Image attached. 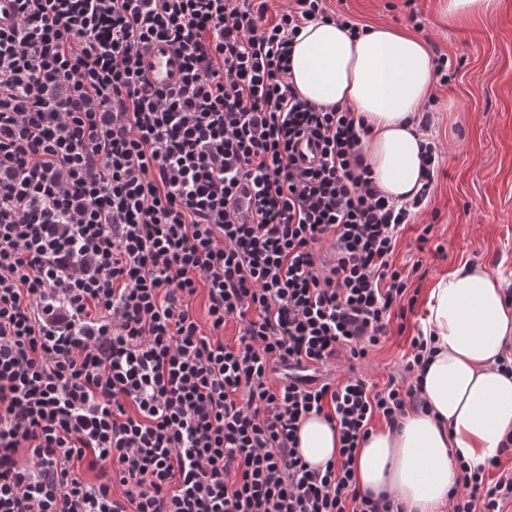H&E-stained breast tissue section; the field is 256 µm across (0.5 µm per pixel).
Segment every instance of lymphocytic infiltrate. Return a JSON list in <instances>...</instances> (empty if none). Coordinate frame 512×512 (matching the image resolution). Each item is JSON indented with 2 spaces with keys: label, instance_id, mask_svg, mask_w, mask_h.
Masks as SVG:
<instances>
[{
  "label": "lymphocytic infiltrate",
  "instance_id": "f902f5d3",
  "mask_svg": "<svg viewBox=\"0 0 512 512\" xmlns=\"http://www.w3.org/2000/svg\"><path fill=\"white\" fill-rule=\"evenodd\" d=\"M12 0L0 26V512H406L358 488L375 419L424 408L431 350L384 387L364 358L415 313L397 266L441 152L398 203L350 106L303 99L291 51L327 0ZM176 46L153 88L143 52ZM319 149L304 162L297 147ZM205 294V319L194 311ZM239 325L224 340L228 321ZM324 416L339 457L303 459ZM512 436L459 463L448 512L512 504ZM121 493H114V486ZM181 57L175 47L165 42L153 43L144 54V72L152 86L168 90L178 84Z\"/></svg>",
  "mask_w": 512,
  "mask_h": 512
}]
</instances>
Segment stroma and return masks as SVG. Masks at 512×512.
Returning a JSON list of instances; mask_svg holds the SVG:
<instances>
[{
    "instance_id": "obj_1",
    "label": "stroma",
    "mask_w": 512,
    "mask_h": 512,
    "mask_svg": "<svg viewBox=\"0 0 512 512\" xmlns=\"http://www.w3.org/2000/svg\"><path fill=\"white\" fill-rule=\"evenodd\" d=\"M333 11L371 27L385 26L430 41L457 74L432 86L430 135L440 142V170L429 204L436 211V246L417 252L407 228L397 264L421 260L430 289L467 264L483 266L512 289V0H493L486 14L448 17V0H330ZM418 12L422 30L408 20ZM405 337L392 335L369 352L359 370L384 384L398 374Z\"/></svg>"
}]
</instances>
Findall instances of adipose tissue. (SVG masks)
Returning <instances> with one entry per match:
<instances>
[{
	"label": "adipose tissue",
	"instance_id": "obj_1",
	"mask_svg": "<svg viewBox=\"0 0 512 512\" xmlns=\"http://www.w3.org/2000/svg\"><path fill=\"white\" fill-rule=\"evenodd\" d=\"M431 70L419 40L380 27L352 37L333 23L308 25L291 58L303 98L347 104L365 117L372 127L366 161L378 187L399 200L419 188L413 116L429 95ZM422 329L435 345L422 378L428 410L409 413L397 430L370 434L357 452L356 481L403 502L407 512H446L456 461L483 463L512 432V375L497 368L512 339V306L484 267L464 265L430 289ZM298 437L310 464L337 458L338 434L323 418L306 419Z\"/></svg>",
	"mask_w": 512,
	"mask_h": 512
}]
</instances>
